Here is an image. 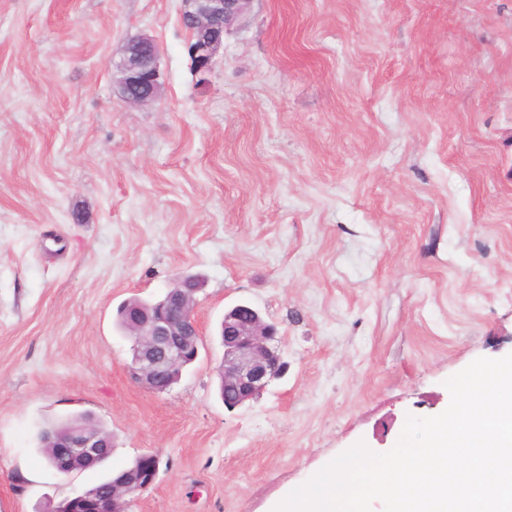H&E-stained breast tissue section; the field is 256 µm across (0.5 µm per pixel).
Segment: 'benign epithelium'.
Listing matches in <instances>:
<instances>
[{"instance_id":"7a95c632","label":"benign epithelium","mask_w":512,"mask_h":512,"mask_svg":"<svg viewBox=\"0 0 512 512\" xmlns=\"http://www.w3.org/2000/svg\"><path fill=\"white\" fill-rule=\"evenodd\" d=\"M182 21L195 33L188 43L199 81L206 82L224 45V34L249 10L252 0H182ZM119 97L129 105L148 106L162 94L158 49L148 37L128 41L115 64ZM202 283L187 277L154 303L130 299L119 309L121 327L132 340L130 368L137 382L153 392H164L199 356L201 329L195 295ZM224 354L219 372L224 407L234 410L258 398L285 370L278 350V329L258 310L239 303L224 311L221 323ZM46 442L59 449L49 466L61 475L96 467L112 452V438L88 426L60 432L50 426ZM160 458L143 453L127 468L115 472L106 497L83 492L51 512H126L130 499L152 488Z\"/></svg>"}]
</instances>
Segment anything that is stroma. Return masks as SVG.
<instances>
[{"label":"stroma","instance_id":"stroma-1","mask_svg":"<svg viewBox=\"0 0 512 512\" xmlns=\"http://www.w3.org/2000/svg\"><path fill=\"white\" fill-rule=\"evenodd\" d=\"M182 0H0V512H50L157 453L129 512H268L512 353V0H253L207 85ZM159 46L153 105L116 94ZM202 279L198 360L129 371L120 304ZM275 323L285 372L219 395L225 309ZM112 434L62 476L38 436ZM115 84L119 97L129 105L148 106L162 94L158 49L148 37L128 41L115 64Z\"/></svg>","mask_w":512,"mask_h":512}]
</instances>
